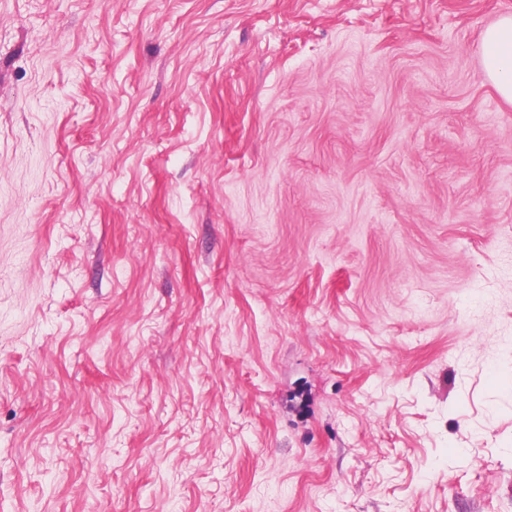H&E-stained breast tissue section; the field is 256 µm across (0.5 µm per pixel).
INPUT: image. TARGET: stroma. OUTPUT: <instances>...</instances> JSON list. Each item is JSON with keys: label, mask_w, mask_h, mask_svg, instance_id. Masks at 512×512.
Returning <instances> with one entry per match:
<instances>
[{"label": "stroma", "mask_w": 512, "mask_h": 512, "mask_svg": "<svg viewBox=\"0 0 512 512\" xmlns=\"http://www.w3.org/2000/svg\"><path fill=\"white\" fill-rule=\"evenodd\" d=\"M512 0H0V512H512ZM480 54L484 75L512 103V15L501 16L483 32Z\"/></svg>", "instance_id": "obj_1"}]
</instances>
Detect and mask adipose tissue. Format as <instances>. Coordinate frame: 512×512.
Returning <instances> with one entry per match:
<instances>
[{
  "mask_svg": "<svg viewBox=\"0 0 512 512\" xmlns=\"http://www.w3.org/2000/svg\"><path fill=\"white\" fill-rule=\"evenodd\" d=\"M480 54L486 78L512 103V15L501 16L483 32Z\"/></svg>",
  "mask_w": 512,
  "mask_h": 512,
  "instance_id": "1",
  "label": "adipose tissue"
}]
</instances>
